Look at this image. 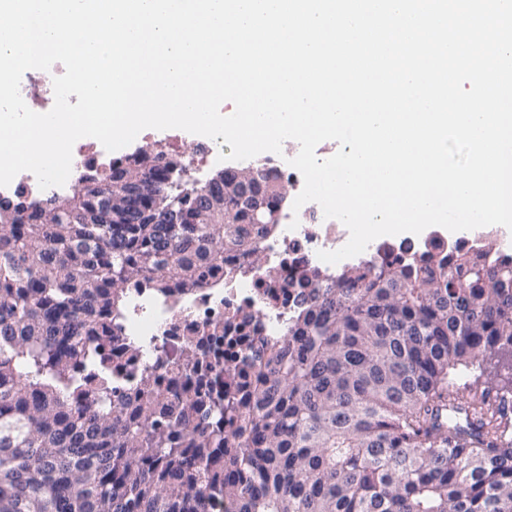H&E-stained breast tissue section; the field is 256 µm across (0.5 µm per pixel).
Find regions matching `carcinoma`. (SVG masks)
Wrapping results in <instances>:
<instances>
[{
    "mask_svg": "<svg viewBox=\"0 0 512 512\" xmlns=\"http://www.w3.org/2000/svg\"><path fill=\"white\" fill-rule=\"evenodd\" d=\"M142 149L90 170L63 201L0 200V512H512V257L428 252L345 268L299 287L288 340L240 352L243 382L188 368L170 398L112 378L129 289L224 283L251 253L252 204L188 186L219 209L203 224L166 188L184 167ZM144 179L139 208L95 211ZM508 371L456 416L453 374Z\"/></svg>",
    "mask_w": 512,
    "mask_h": 512,
    "instance_id": "1",
    "label": "carcinoma"
}]
</instances>
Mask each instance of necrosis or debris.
Wrapping results in <instances>:
<instances>
[{
    "instance_id": "necrosis-or-debris-1",
    "label": "necrosis or debris",
    "mask_w": 512,
    "mask_h": 512,
    "mask_svg": "<svg viewBox=\"0 0 512 512\" xmlns=\"http://www.w3.org/2000/svg\"><path fill=\"white\" fill-rule=\"evenodd\" d=\"M63 72L59 63L47 71H27L20 93L30 109L42 112L53 107V79ZM111 159V152L100 142L77 141L64 188L73 189L83 171ZM61 189H40L35 175L24 171L8 186L0 187V200L18 196L44 200L59 195ZM348 239L349 231L342 222L325 218L321 207L306 204L298 213H285L270 233L259 235L258 256L227 257L228 272L222 286L186 295H166L151 288L130 289L122 314L128 344L112 351L113 376L144 372L157 389L166 392L171 388L173 371L183 367L192 353L231 364L236 354L252 343L251 333L242 326L248 315L257 318L268 341L284 342L288 326L300 310L298 291L292 283L303 269H310L325 285L334 282L345 267L380 263L392 249L389 242L375 240L363 253L342 262L328 264L319 259V252L338 250ZM213 322L223 323V341H201L196 328Z\"/></svg>"
}]
</instances>
